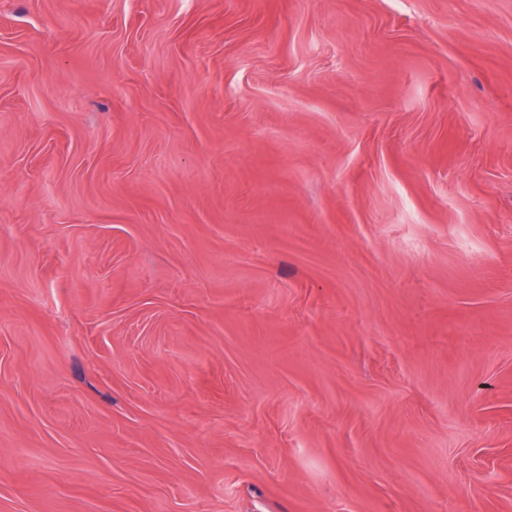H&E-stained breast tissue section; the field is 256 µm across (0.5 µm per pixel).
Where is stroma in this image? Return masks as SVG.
I'll return each mask as SVG.
<instances>
[{
	"label": "stroma",
	"mask_w": 512,
	"mask_h": 512,
	"mask_svg": "<svg viewBox=\"0 0 512 512\" xmlns=\"http://www.w3.org/2000/svg\"><path fill=\"white\" fill-rule=\"evenodd\" d=\"M0 512H512V0H0Z\"/></svg>",
	"instance_id": "obj_1"
}]
</instances>
